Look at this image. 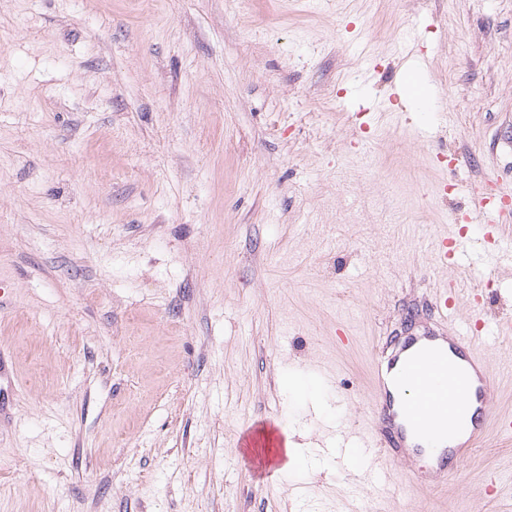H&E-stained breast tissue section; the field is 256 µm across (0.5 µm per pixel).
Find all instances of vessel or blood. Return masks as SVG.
I'll list each match as a JSON object with an SVG mask.
<instances>
[{
  "mask_svg": "<svg viewBox=\"0 0 512 512\" xmlns=\"http://www.w3.org/2000/svg\"><path fill=\"white\" fill-rule=\"evenodd\" d=\"M492 193L472 186L476 213L493 215L478 225L476 239L488 255H497L501 243L512 238V185L493 182ZM443 266L453 268L436 291L440 330L434 336H407L380 349L371 368L375 404L365 433L383 448L389 461L405 449H440V471H459L490 431H512V415L493 406L495 379L488 362L478 301L465 327L455 323L461 295L457 246L440 250Z\"/></svg>",
  "mask_w": 512,
  "mask_h": 512,
  "instance_id": "1",
  "label": "vessel or blood"
}]
</instances>
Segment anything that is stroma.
Wrapping results in <instances>:
<instances>
[{
	"instance_id": "obj_1",
	"label": "stroma",
	"mask_w": 512,
	"mask_h": 512,
	"mask_svg": "<svg viewBox=\"0 0 512 512\" xmlns=\"http://www.w3.org/2000/svg\"><path fill=\"white\" fill-rule=\"evenodd\" d=\"M487 178L512 0H0V512H512L506 433L426 489L336 455Z\"/></svg>"
}]
</instances>
